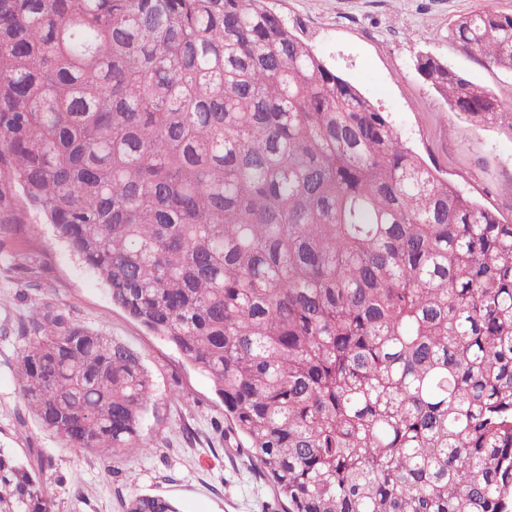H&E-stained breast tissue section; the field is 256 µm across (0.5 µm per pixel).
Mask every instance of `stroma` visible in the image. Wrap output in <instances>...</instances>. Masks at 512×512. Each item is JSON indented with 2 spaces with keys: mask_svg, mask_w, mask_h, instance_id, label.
<instances>
[{
  "mask_svg": "<svg viewBox=\"0 0 512 512\" xmlns=\"http://www.w3.org/2000/svg\"><path fill=\"white\" fill-rule=\"evenodd\" d=\"M318 55L385 113L403 139L449 183L512 223V72L450 39L451 25L480 9L512 14V0H272ZM431 54L493 92L506 112L485 121L452 111L416 69ZM20 230L0 233V448L43 457L53 512H125L136 494L173 500L180 512H283L274 487L224 418L208 378L113 305L107 288L25 209ZM52 303L138 353L153 384L142 419L149 452L103 459L64 447L25 417L14 369L22 324Z\"/></svg>",
  "mask_w": 512,
  "mask_h": 512,
  "instance_id": "obj_1",
  "label": "stroma"
}]
</instances>
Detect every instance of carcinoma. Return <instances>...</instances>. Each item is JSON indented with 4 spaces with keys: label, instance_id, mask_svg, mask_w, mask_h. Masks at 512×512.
<instances>
[{
    "label": "carcinoma",
    "instance_id": "cac0c4a2",
    "mask_svg": "<svg viewBox=\"0 0 512 512\" xmlns=\"http://www.w3.org/2000/svg\"><path fill=\"white\" fill-rule=\"evenodd\" d=\"M450 36L512 71V15ZM456 112L504 111L421 55ZM112 303L213 383L288 512H512V224L439 176L266 0H0V230L15 186ZM26 409L149 451L151 380L45 304ZM0 448V512H52ZM126 512H179L136 494Z\"/></svg>",
    "mask_w": 512,
    "mask_h": 512
}]
</instances>
